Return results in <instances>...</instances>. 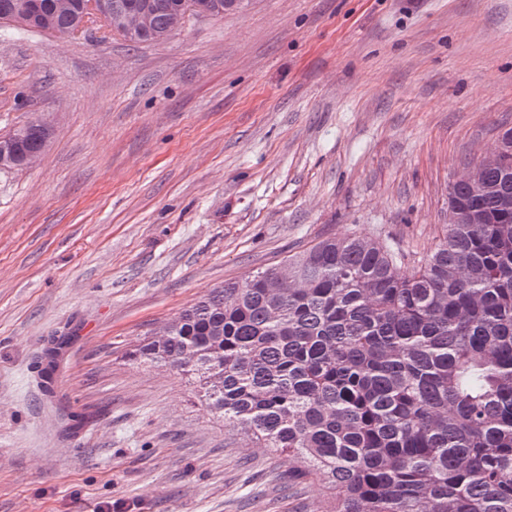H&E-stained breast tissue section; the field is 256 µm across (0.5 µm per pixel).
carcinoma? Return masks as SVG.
I'll use <instances>...</instances> for the list:
<instances>
[{"label": "carcinoma", "mask_w": 512, "mask_h": 512, "mask_svg": "<svg viewBox=\"0 0 512 512\" xmlns=\"http://www.w3.org/2000/svg\"><path fill=\"white\" fill-rule=\"evenodd\" d=\"M37 32L73 35L87 0H42ZM197 0H112V33L172 35ZM146 9L131 35L122 13ZM24 155L40 154L31 124ZM500 164L452 184L435 247L412 261L368 237L326 238L214 288L130 357L190 377L196 396L289 472L319 476L332 512H512V129ZM58 352L41 359L52 390Z\"/></svg>", "instance_id": "carcinoma-1"}]
</instances>
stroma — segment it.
I'll return each mask as SVG.
<instances>
[{
	"label": "stroma",
	"mask_w": 512,
	"mask_h": 512,
	"mask_svg": "<svg viewBox=\"0 0 512 512\" xmlns=\"http://www.w3.org/2000/svg\"><path fill=\"white\" fill-rule=\"evenodd\" d=\"M0 512H328L321 480L130 352L327 237L434 248L512 129V0H240L158 44L0 37ZM69 337L45 397L32 367ZM34 121L17 128L8 138L0 139V161L11 157L14 151V142L9 138L18 140L19 150L22 155L41 154L43 149V138L37 133L31 124Z\"/></svg>",
	"instance_id": "stroma-1"
}]
</instances>
